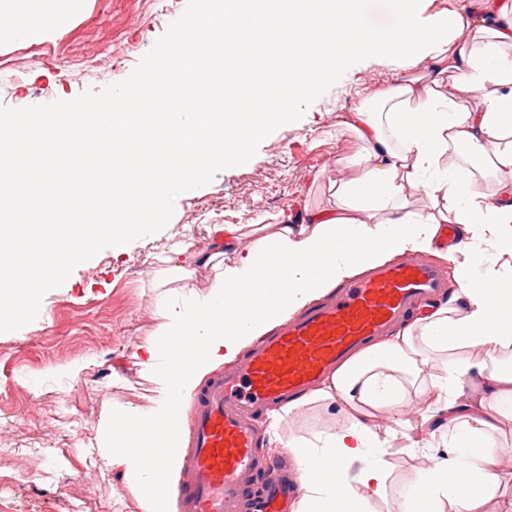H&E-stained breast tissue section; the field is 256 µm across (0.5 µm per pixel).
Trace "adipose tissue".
<instances>
[{"label": "adipose tissue", "mask_w": 512, "mask_h": 512, "mask_svg": "<svg viewBox=\"0 0 512 512\" xmlns=\"http://www.w3.org/2000/svg\"><path fill=\"white\" fill-rule=\"evenodd\" d=\"M73 2L0 0V28L44 29ZM415 2L394 0L391 19L373 20L371 0H274L261 18L246 0H206L110 112L77 111L94 147L56 113L41 114L35 139L28 123L0 126L1 170L15 167L21 152L48 149L94 189L80 223L61 221L47 238L32 230L44 212L23 206L13 179L0 178V321L16 322L26 300L99 239L160 222L176 181L243 159L270 114L312 97L347 59L393 52L417 68L379 106L350 113L362 163L355 176L333 181L327 207L297 209L271 228L215 224L203 245L182 242L162 256V323L133 353L153 394L145 406L104 410L94 439L104 468L124 475L144 512H176L171 489L182 471L187 407L209 374L341 281L423 252L463 270L458 290L288 406L338 407L343 425L286 442L274 433L269 444L287 446L302 474L293 512H374V501L390 497L387 456L400 435L410 456L428 464L393 496L394 512H481L498 491L500 464L512 457L496 425L512 417V0H482L479 14L456 15L444 49L437 31L417 23ZM230 27L242 40L226 39ZM425 45L439 48L426 66L417 54ZM185 52L226 73L227 92L209 111H191L186 98L169 94L188 84L174 65ZM230 56L238 59L231 70ZM457 146L489 156L500 175L495 201L475 180L437 174ZM417 195L426 210L411 209ZM451 224L460 232L452 244L444 237ZM482 248L492 258L477 268ZM202 271L210 275L203 291L195 286ZM437 354L448 357L444 373L424 380ZM491 357L500 362L492 370ZM411 394L426 406L417 424Z\"/></svg>", "instance_id": "ef3b65f1"}]
</instances>
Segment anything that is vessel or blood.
Masks as SVG:
<instances>
[{
	"label": "vessel or blood",
	"mask_w": 512,
	"mask_h": 512,
	"mask_svg": "<svg viewBox=\"0 0 512 512\" xmlns=\"http://www.w3.org/2000/svg\"><path fill=\"white\" fill-rule=\"evenodd\" d=\"M444 287L442 269L416 257L377 266L344 283L336 299L263 337L237 368L212 377L195 400L187 477L173 490L182 512H240L245 505L251 512H289L301 478L272 471L260 495H246L258 414L310 390Z\"/></svg>",
	"instance_id": "1"
}]
</instances>
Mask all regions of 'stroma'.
Here are the masks:
<instances>
[{"label": "stroma", "mask_w": 512, "mask_h": 512, "mask_svg": "<svg viewBox=\"0 0 512 512\" xmlns=\"http://www.w3.org/2000/svg\"><path fill=\"white\" fill-rule=\"evenodd\" d=\"M204 0H75L54 29L0 31V112L66 114L104 104L164 51ZM480 0H417L422 26L447 33L453 14ZM407 72L395 54L355 56L316 94L252 139L245 159L179 185L166 217L102 239L68 266L22 322L0 323V512H143L125 479L93 465L87 428L105 408L152 384L130 358L154 332L158 256L205 238L212 224H276L282 213L326 206L327 184L359 167L362 145L345 120ZM80 377L56 376L73 359ZM125 362L128 382L110 386ZM339 412L314 404L284 416L281 438L335 426Z\"/></svg>", "instance_id": "35a3bbf8"}]
</instances>
